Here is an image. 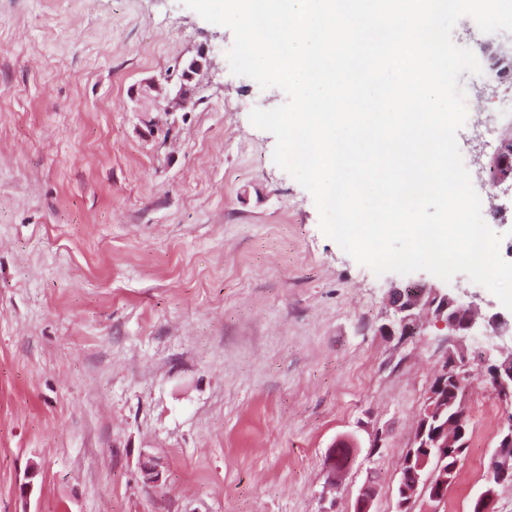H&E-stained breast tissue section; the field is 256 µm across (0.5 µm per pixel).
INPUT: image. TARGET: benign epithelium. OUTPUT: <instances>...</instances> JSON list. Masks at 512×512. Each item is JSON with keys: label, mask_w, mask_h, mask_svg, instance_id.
<instances>
[{"label": "benign epithelium", "mask_w": 512, "mask_h": 512, "mask_svg": "<svg viewBox=\"0 0 512 512\" xmlns=\"http://www.w3.org/2000/svg\"><path fill=\"white\" fill-rule=\"evenodd\" d=\"M487 72L499 77L512 74V47L500 45L492 50L486 58ZM497 184L503 185L512 181V143L502 145L491 166ZM389 305L394 310L391 323L384 325L390 332L407 334L415 325V310L426 307L434 316V323L449 328L461 336H474L479 331L473 319L475 304L466 301L456 291L438 288L425 283H399L394 285L389 293ZM492 384L497 393L512 394V356L500 361L491 368ZM429 457L419 460L409 459L408 475L412 478L410 485L399 486L400 496H408L417 491L423 492L429 500L436 502L441 498L445 485L436 483L433 478L419 485L416 471L426 467ZM512 479V468L504 461L500 450L492 455L486 476L487 484L475 502L477 512H493L494 486ZM373 488L366 483L359 490L355 502V512H370L373 502Z\"/></svg>", "instance_id": "obj_1"}]
</instances>
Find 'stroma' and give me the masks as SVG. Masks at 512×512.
<instances>
[{
  "instance_id": "1",
  "label": "stroma",
  "mask_w": 512,
  "mask_h": 512,
  "mask_svg": "<svg viewBox=\"0 0 512 512\" xmlns=\"http://www.w3.org/2000/svg\"><path fill=\"white\" fill-rule=\"evenodd\" d=\"M233 40L182 0H0V512H352L369 480L374 512L398 510L459 343L425 312L383 331L401 275L321 231L249 120L288 96L232 74ZM201 50L187 107L156 108ZM459 83L484 197L506 88ZM462 344L468 448L445 499L412 512H470L512 417L490 377L512 338ZM346 435L360 446L330 472ZM423 421H424V413H422V415L420 416V418L417 422L414 442H413V445L410 448H408V450L406 451V454L404 457V462L410 457L411 453L417 454L422 449V448H419L421 442H415V438L418 435V429L423 424ZM428 460H429L428 455L424 456V457L421 456L419 458L417 464L415 466H413L414 458H413V456L410 457L406 466L408 469V475L413 479V481L409 482L410 486L412 487V490H409V488L405 484H400V486H399L400 496H402V497L408 496L411 493H414V496H415V494L419 488L418 475L416 474V470H421V469L425 468Z\"/></svg>"
}]
</instances>
